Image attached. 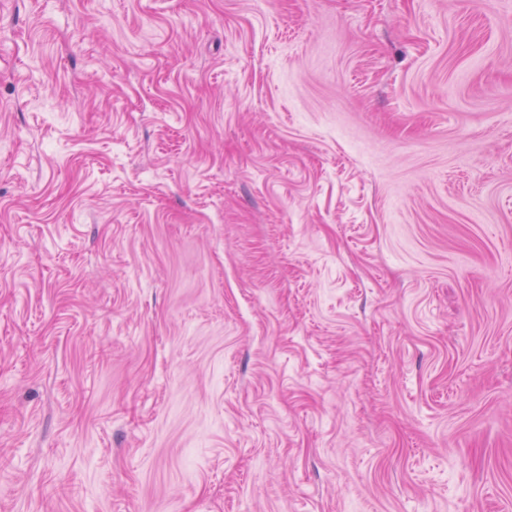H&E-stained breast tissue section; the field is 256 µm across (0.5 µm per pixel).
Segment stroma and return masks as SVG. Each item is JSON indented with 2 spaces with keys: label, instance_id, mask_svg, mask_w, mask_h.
Listing matches in <instances>:
<instances>
[{
  "label": "stroma",
  "instance_id": "stroma-1",
  "mask_svg": "<svg viewBox=\"0 0 512 512\" xmlns=\"http://www.w3.org/2000/svg\"><path fill=\"white\" fill-rule=\"evenodd\" d=\"M0 512H512V0H0Z\"/></svg>",
  "mask_w": 512,
  "mask_h": 512
}]
</instances>
